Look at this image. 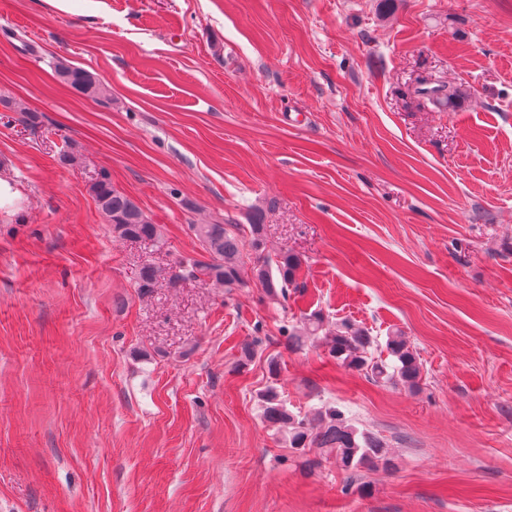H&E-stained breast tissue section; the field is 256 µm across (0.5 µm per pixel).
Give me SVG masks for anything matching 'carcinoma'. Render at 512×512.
Returning <instances> with one entry per match:
<instances>
[{"label":"carcinoma","mask_w":512,"mask_h":512,"mask_svg":"<svg viewBox=\"0 0 512 512\" xmlns=\"http://www.w3.org/2000/svg\"><path fill=\"white\" fill-rule=\"evenodd\" d=\"M57 72L65 83L91 99L104 93V88L81 68L60 62ZM413 94L435 107L453 108L468 96V90L461 85L430 87L421 82L413 89ZM90 190L99 212L118 237L145 239L158 246L164 244L160 225L153 223L130 196L114 187L107 178L92 183ZM192 228L210 261L183 263L180 273L172 280L202 276L204 283L230 292L244 285L242 272L248 267L259 287L271 297H284L288 288L296 286L301 269L300 258L288 251L267 252L264 225L260 224V219L249 225L250 238L247 240L239 224H194ZM323 324V316L313 313L299 324L284 328L288 345L298 346L303 339L318 335ZM373 343L368 330L341 322L330 338L329 354L349 370L368 371L377 379L400 383L409 389L416 388L422 377V364L406 338L399 333L388 337L386 347L393 358L390 365L372 361L370 348ZM260 401L264 420L275 428L287 429L289 447L299 451L326 448L335 456L336 463L352 473L361 469L389 471L394 468L386 443L350 423L341 411L329 408L312 419L299 418L288 411L274 386L260 394Z\"/></svg>","instance_id":"1"}]
</instances>
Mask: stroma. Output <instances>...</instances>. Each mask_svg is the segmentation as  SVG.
<instances>
[{"label": "stroma", "mask_w": 512, "mask_h": 512, "mask_svg": "<svg viewBox=\"0 0 512 512\" xmlns=\"http://www.w3.org/2000/svg\"><path fill=\"white\" fill-rule=\"evenodd\" d=\"M0 175V512H512V0H0ZM103 176L166 246L113 233ZM256 216L302 260L287 300L170 283L193 225ZM314 312L378 361L401 332L418 387L289 349ZM271 384L394 470L295 453ZM57 72L65 83L91 99H96L104 93V88L81 68L59 62L57 64ZM413 94L417 98H422L434 107L447 106L455 107L461 100L468 96V90L462 85L437 84L436 86H427L421 82L413 89Z\"/></svg>", "instance_id": "35a3bbf8"}]
</instances>
